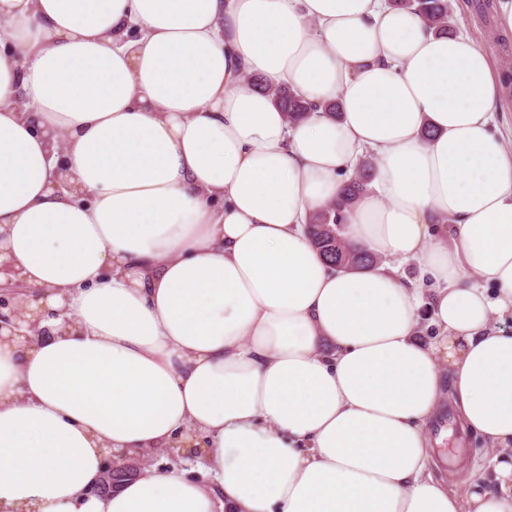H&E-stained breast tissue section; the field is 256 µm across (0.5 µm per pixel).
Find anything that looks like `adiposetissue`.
<instances>
[{
  "mask_svg": "<svg viewBox=\"0 0 512 512\" xmlns=\"http://www.w3.org/2000/svg\"><path fill=\"white\" fill-rule=\"evenodd\" d=\"M511 90L389 0H0V249L53 330L0 342V512H512ZM368 156L348 241L427 288L307 232ZM192 433L209 481L100 492ZM274 94L285 112H288L291 121H296L308 113L302 97L291 89L283 87L275 90ZM448 419V426L446 429H444L441 433L437 430V424L443 420ZM453 419L455 421V417L450 409L446 406V410L443 414V416L436 421V424L434 426V423L431 428V437L433 439H436L437 437L442 438V442L439 445L440 448H444L446 451V454H448V448H455L457 443H464V449L462 454L460 455V458L463 457H469L470 459H476V463L478 466H481L483 464L484 468L487 467V464L489 463V460L491 458V453L488 450L484 442L473 436L466 437L463 435L464 439L459 438V435L454 429V423ZM456 423V421H455ZM452 430V433L448 435V431Z\"/></svg>",
  "mask_w": 512,
  "mask_h": 512,
  "instance_id": "obj_1",
  "label": "adipose tissue"
}]
</instances>
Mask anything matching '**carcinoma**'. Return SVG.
<instances>
[{"label":"carcinoma","mask_w":512,"mask_h":512,"mask_svg":"<svg viewBox=\"0 0 512 512\" xmlns=\"http://www.w3.org/2000/svg\"><path fill=\"white\" fill-rule=\"evenodd\" d=\"M390 2L394 7L411 9L420 14L436 31L445 32L453 28L448 0H390ZM275 96L282 108L288 112L290 120L296 121L308 113V107L302 97L291 89L285 87L277 89ZM371 170V163H363L359 174L344 185L336 203L317 212L308 224V233L314 245L339 271L363 269L380 263L377 257L365 250L343 246L346 211L368 188Z\"/></svg>","instance_id":"cac0c4a2"}]
</instances>
